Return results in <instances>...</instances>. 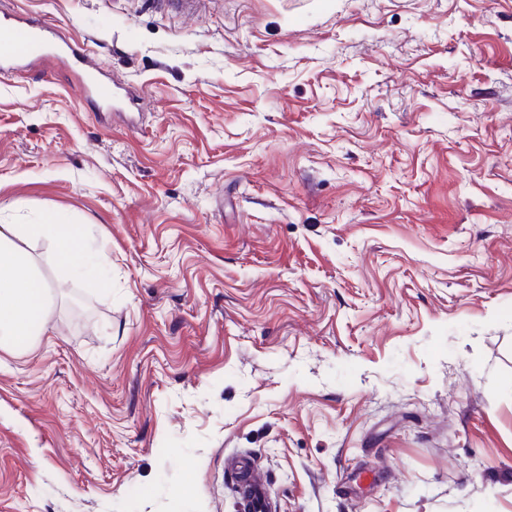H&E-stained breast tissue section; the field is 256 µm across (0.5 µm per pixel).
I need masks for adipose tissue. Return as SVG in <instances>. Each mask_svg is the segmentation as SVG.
<instances>
[{"mask_svg":"<svg viewBox=\"0 0 512 512\" xmlns=\"http://www.w3.org/2000/svg\"><path fill=\"white\" fill-rule=\"evenodd\" d=\"M47 246V260L61 273L102 280L96 264H78L84 250L81 231L68 213L48 212L38 224H0V349L29 350L50 324L54 294L29 251L31 242Z\"/></svg>","mask_w":512,"mask_h":512,"instance_id":"ef3b65f1","label":"adipose tissue"}]
</instances>
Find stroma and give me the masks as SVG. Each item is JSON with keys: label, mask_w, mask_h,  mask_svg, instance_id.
Masks as SVG:
<instances>
[{"label": "stroma", "mask_w": 512, "mask_h": 512, "mask_svg": "<svg viewBox=\"0 0 512 512\" xmlns=\"http://www.w3.org/2000/svg\"><path fill=\"white\" fill-rule=\"evenodd\" d=\"M74 72L0 70V224L69 213L0 350V512H512V0H0ZM79 88L87 97L96 101L108 102L112 100L117 87L112 83V78H108L107 82H99L89 77L87 74L80 76ZM42 241L47 260L60 273L96 280L107 288L97 264L77 265L84 250L81 231L64 211L48 212L40 224H0V349L29 350L50 324L54 293L29 251ZM242 465L238 466V486L243 500L244 495L249 493L253 499H258L260 496L268 495L265 483L259 479L253 472L252 467L246 461L240 462Z\"/></svg>", "instance_id": "35a3bbf8"}]
</instances>
